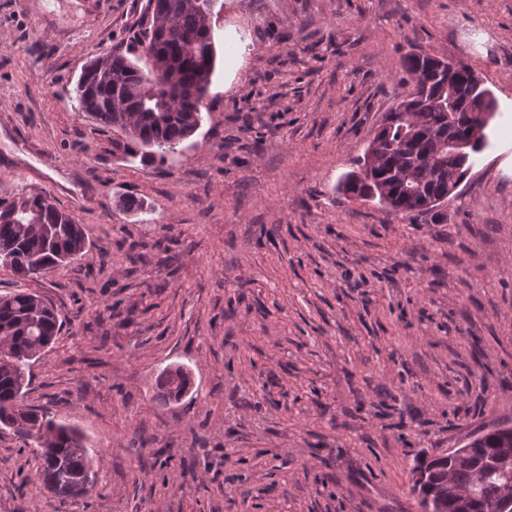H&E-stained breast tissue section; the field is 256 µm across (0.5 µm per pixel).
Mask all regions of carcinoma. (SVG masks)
<instances>
[{
    "label": "carcinoma",
    "instance_id": "obj_1",
    "mask_svg": "<svg viewBox=\"0 0 512 512\" xmlns=\"http://www.w3.org/2000/svg\"><path fill=\"white\" fill-rule=\"evenodd\" d=\"M215 0H149L151 23L141 46L147 57L161 62L164 77L149 79V70L124 55L94 56L82 69L74 88L78 110L113 129L129 128L134 156L143 162L164 161L202 122L204 99L217 66L215 37L209 19ZM452 74L465 97L464 112L493 113L496 104L484 105L488 89L471 83V67L463 60ZM403 81L411 93L386 113L387 140L372 166L369 183L346 174L344 194L363 197L376 190L379 203L407 215L427 212L422 201L448 192V177L463 180L471 154L485 140L469 143L465 159L448 170L441 167L446 154L439 145L448 135L468 139V128L448 130L445 112L456 103L442 95L436 61L409 51L402 57ZM407 112L419 118L418 132L404 131ZM84 225L58 209L46 195H21L0 200V267L21 280H34L70 264L86 248ZM61 329L59 315L41 295L14 290L0 295V425L38 448L37 478L60 503L75 501L93 491L96 472L83 435L63 419H55L25 404L31 361L51 348ZM190 389L189 372L168 366L155 383L153 400L159 405L180 401ZM462 460L429 462L431 495L436 512H456V503L444 495L453 487L470 495L471 512H494L502 498L505 479L483 470V462L503 448H512V433L499 427L482 429L467 443Z\"/></svg>",
    "mask_w": 512,
    "mask_h": 512
}]
</instances>
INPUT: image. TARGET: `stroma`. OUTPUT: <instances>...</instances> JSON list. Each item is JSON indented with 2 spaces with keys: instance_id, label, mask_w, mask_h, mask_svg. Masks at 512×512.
Segmentation results:
<instances>
[{
  "instance_id": "stroma-1",
  "label": "stroma",
  "mask_w": 512,
  "mask_h": 512,
  "mask_svg": "<svg viewBox=\"0 0 512 512\" xmlns=\"http://www.w3.org/2000/svg\"><path fill=\"white\" fill-rule=\"evenodd\" d=\"M148 0H0V199L41 184L85 252L0 294L63 328L26 404L98 464L60 504L0 431V512H418L414 459L512 423V0H216L198 131L164 162L78 112L103 52L141 56ZM466 61L487 146L437 214L343 195L405 88ZM140 199V210L123 202ZM191 391L152 402L167 366Z\"/></svg>"
}]
</instances>
